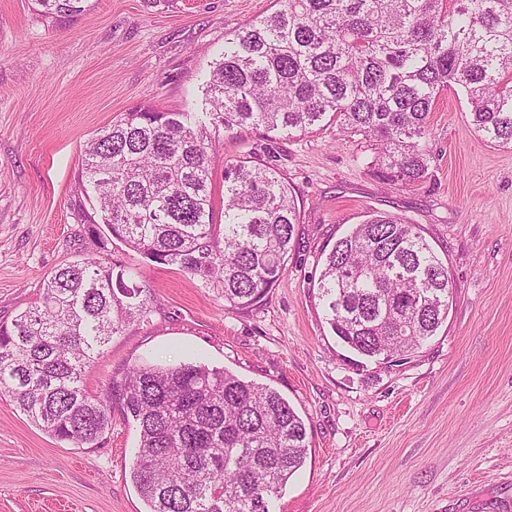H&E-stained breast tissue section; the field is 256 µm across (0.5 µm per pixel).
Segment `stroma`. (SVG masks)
Masks as SVG:
<instances>
[{
  "label": "stroma",
  "mask_w": 512,
  "mask_h": 512,
  "mask_svg": "<svg viewBox=\"0 0 512 512\" xmlns=\"http://www.w3.org/2000/svg\"><path fill=\"white\" fill-rule=\"evenodd\" d=\"M273 0H92L67 25L32 0H0V323L37 301L47 275L88 253L68 205L84 141L129 108L201 109L224 40ZM433 162L390 187L373 152L333 123L291 137L260 130L214 145L224 162L261 156L300 210L285 270L256 307L236 310L169 266L147 272L149 321L114 335L89 393L146 362L195 360L277 390L309 448L274 512H512V148L481 140L459 91L430 114ZM418 225L456 285L422 348L383 364L338 342L314 296L337 239L371 214ZM133 423L114 416L94 448L33 425L0 398V512H145L130 468Z\"/></svg>",
  "instance_id": "obj_1"
}]
</instances>
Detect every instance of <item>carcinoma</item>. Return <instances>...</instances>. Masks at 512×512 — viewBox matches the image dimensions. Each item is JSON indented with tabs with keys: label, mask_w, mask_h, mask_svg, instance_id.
Instances as JSON below:
<instances>
[{
	"label": "carcinoma",
	"mask_w": 512,
	"mask_h": 512,
	"mask_svg": "<svg viewBox=\"0 0 512 512\" xmlns=\"http://www.w3.org/2000/svg\"><path fill=\"white\" fill-rule=\"evenodd\" d=\"M90 0H33L65 24ZM224 39L203 111L129 108L81 150L71 215L95 251L64 264L41 297L0 324V396L78 448L131 419V470L146 512H273L303 466L305 423L277 391L204 363L141 364L90 394L84 377L112 336L151 313L112 258L122 243L174 266L224 300L259 304L285 269L299 209L276 169L224 162V223L215 222L213 142L261 127L292 135L328 119L374 150L387 185L428 175L429 117L457 87L484 141L512 146V0H277ZM327 323L361 357L391 362L447 320L454 285L418 227L379 213L336 240L317 280Z\"/></svg>",
	"instance_id": "carcinoma-1"
}]
</instances>
